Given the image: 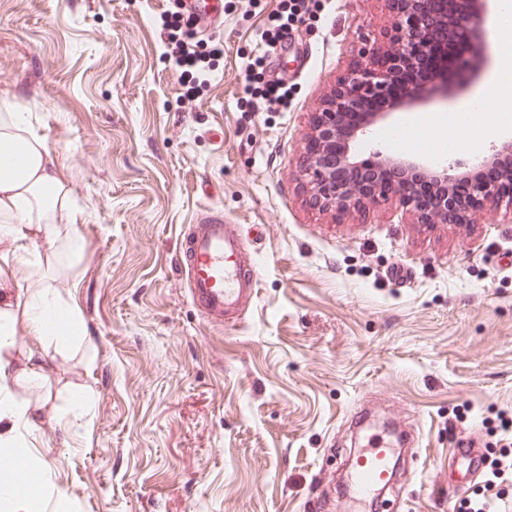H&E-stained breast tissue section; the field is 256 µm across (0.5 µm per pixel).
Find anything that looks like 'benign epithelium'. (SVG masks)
Masks as SVG:
<instances>
[{
	"label": "benign epithelium",
	"instance_id": "7a95c632",
	"mask_svg": "<svg viewBox=\"0 0 512 512\" xmlns=\"http://www.w3.org/2000/svg\"><path fill=\"white\" fill-rule=\"evenodd\" d=\"M387 24L361 43L356 55L312 114L310 132L299 177L309 207L333 212L341 219L365 212L382 202L412 214L421 224H467L478 215L505 208L512 216V165L489 182L480 170L465 172L454 164L430 168L420 157L378 152L373 164L391 168L398 187L387 190L356 183L354 144L393 114L412 108L424 86L409 85L401 96H393L399 73L414 68L431 55L440 57L429 83L434 90L446 89L461 80L463 56L483 45L482 28L489 0H383ZM483 163L492 165L512 155V136H506L478 151ZM424 176L442 187L436 206L427 210L411 190ZM468 180L472 199L464 204L454 193L455 184Z\"/></svg>",
	"mask_w": 512,
	"mask_h": 512
}]
</instances>
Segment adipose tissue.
I'll use <instances>...</instances> for the list:
<instances>
[{
    "label": "adipose tissue",
    "mask_w": 512,
    "mask_h": 512,
    "mask_svg": "<svg viewBox=\"0 0 512 512\" xmlns=\"http://www.w3.org/2000/svg\"><path fill=\"white\" fill-rule=\"evenodd\" d=\"M75 222L70 189L29 113L17 108L1 113L0 243L11 244L20 262L8 276H0V391L19 382L36 386L47 377L38 350H30L26 366L18 367L12 356L16 322L41 341L68 343L85 333L76 307L54 288L28 285L61 256L79 255ZM40 417L36 408L0 399V456L31 470L36 450L20 431L33 429Z\"/></svg>",
    "instance_id": "1"
}]
</instances>
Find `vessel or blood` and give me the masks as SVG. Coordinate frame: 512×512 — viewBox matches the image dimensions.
I'll use <instances>...</instances> for the list:
<instances>
[{"instance_id":"obj_1","label":"vessel or blood","mask_w":512,"mask_h":512,"mask_svg":"<svg viewBox=\"0 0 512 512\" xmlns=\"http://www.w3.org/2000/svg\"><path fill=\"white\" fill-rule=\"evenodd\" d=\"M220 0H177V8L193 21L204 22L218 15ZM179 266L186 278L192 303L209 322L238 319L247 299L254 297L258 273L244 253V238L238 225L223 213H204L194 233L177 244ZM393 446L383 437H368L351 463V486L355 499L383 488L392 479Z\"/></svg>"}]
</instances>
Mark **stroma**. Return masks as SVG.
<instances>
[{"instance_id":"obj_1","label":"stroma","mask_w":512,"mask_h":512,"mask_svg":"<svg viewBox=\"0 0 512 512\" xmlns=\"http://www.w3.org/2000/svg\"><path fill=\"white\" fill-rule=\"evenodd\" d=\"M223 0L211 84L182 97L164 57L174 0H0V109L32 112L71 189L82 257L43 272L84 323L82 342H36L45 383L10 388L40 408L34 481L45 512H344L338 470L369 435L415 431L381 512H458L512 416V218L430 227L387 204L337 221L310 209L303 139L381 0ZM276 33L273 50L259 34ZM486 49L447 96L389 127L465 106L512 53L497 11ZM278 75L267 109L248 64ZM238 224L259 267L236 324L207 323L177 261L205 211ZM84 394L88 419L66 413ZM477 443L463 476L456 444Z\"/></svg>"}]
</instances>
